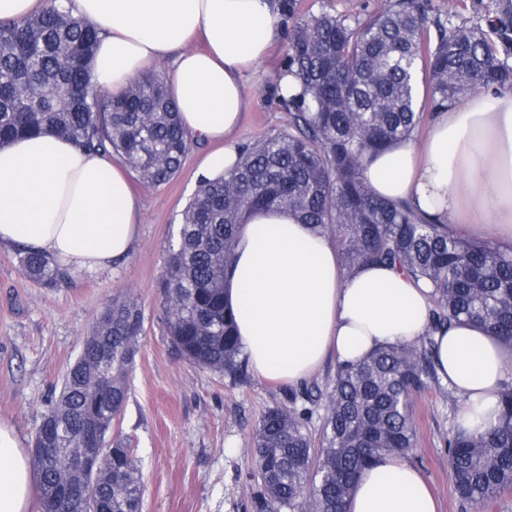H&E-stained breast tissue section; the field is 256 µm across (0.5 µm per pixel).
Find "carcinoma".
<instances>
[{
    "instance_id": "obj_1",
    "label": "carcinoma",
    "mask_w": 512,
    "mask_h": 512,
    "mask_svg": "<svg viewBox=\"0 0 512 512\" xmlns=\"http://www.w3.org/2000/svg\"><path fill=\"white\" fill-rule=\"evenodd\" d=\"M433 25L432 38L423 0H387L353 23L328 12L294 23L286 72L300 91L283 98L291 123L242 147L223 178L199 180L167 250L159 293L166 335L182 358L234 385L246 380L249 361L224 291L245 216L281 206L333 235L347 272L381 264L427 279L433 319L483 327L512 349V248L451 235L410 204L375 196L363 176L369 155L419 127L418 75L437 105L481 89L512 90V0H496L483 19ZM99 35L65 0L0 20V147L50 131L90 153L119 156L146 185L166 184L192 137L158 77L136 78L115 99L90 93ZM19 263L45 286L64 276L36 250L21 249ZM143 321L135 300L113 298L65 372L34 439L42 512H142L135 449L109 434L128 400ZM434 350V337L421 336L338 364L323 384L286 388L253 431L250 512H346L379 456L413 448L411 396L439 383ZM499 406L485 432L456 424L448 437L455 491L475 507L512 488V382ZM91 432L104 446L103 467L76 489L66 482L74 465L67 450Z\"/></svg>"
}]
</instances>
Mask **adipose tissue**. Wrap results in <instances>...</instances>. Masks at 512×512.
I'll use <instances>...</instances> for the list:
<instances>
[{
    "label": "adipose tissue",
    "mask_w": 512,
    "mask_h": 512,
    "mask_svg": "<svg viewBox=\"0 0 512 512\" xmlns=\"http://www.w3.org/2000/svg\"><path fill=\"white\" fill-rule=\"evenodd\" d=\"M101 40L96 90L119 93L147 65L170 63L167 83L192 136L217 148L201 176L237 159L245 85L281 36L280 0H73ZM203 35L204 50L190 45ZM364 176L388 202L412 201L450 234L480 233L512 247V92H478L436 107L425 137L409 135L371 156ZM139 203L124 170L46 132L0 149V246L31 247L57 263L95 270L127 255ZM432 290L398 270L346 273L336 241L288 208L249 214L224 294L251 367L294 385L327 356L356 363L380 346L434 334L437 373L464 398V425L484 431L498 408L512 353L482 328L433 329ZM35 476L14 425L0 419V512H32ZM346 512H439L422 474L383 456L359 480Z\"/></svg>",
    "instance_id": "1"
}]
</instances>
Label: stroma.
Returning <instances> with one entry per match:
<instances>
[{"label": "stroma", "instance_id": "stroma-1", "mask_svg": "<svg viewBox=\"0 0 512 512\" xmlns=\"http://www.w3.org/2000/svg\"><path fill=\"white\" fill-rule=\"evenodd\" d=\"M382 0H290L284 29L323 12L365 18ZM280 39L247 81L250 98L237 139L246 145L287 127L288 107L273 94L288 60ZM205 148L193 144L181 173L153 188L132 181L140 219L132 251L94 270L68 269L57 287L23 275L16 248H0V417L11 421L26 443L77 359L81 343L113 296L135 298L144 332L129 376V396L114 425L130 439L144 480L143 512H249L252 434L266 407L282 397L281 384L252 375L243 385L183 360L165 332L158 282L169 243L198 187ZM417 439L406 457L430 484L443 512H471L454 490L448 436L463 402L447 388L414 395Z\"/></svg>", "mask_w": 512, "mask_h": 512}]
</instances>
